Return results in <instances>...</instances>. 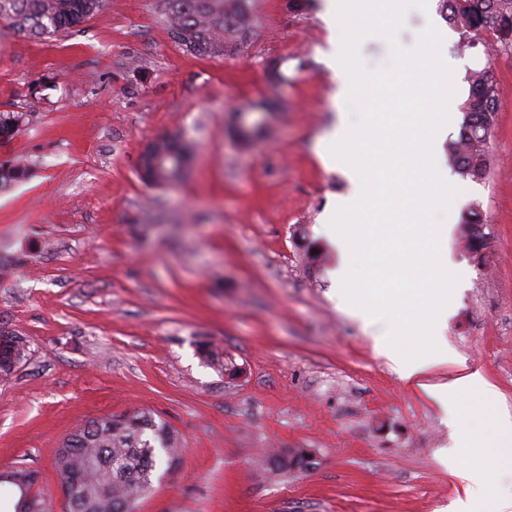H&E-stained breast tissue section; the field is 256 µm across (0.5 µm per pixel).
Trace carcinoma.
<instances>
[{
    "mask_svg": "<svg viewBox=\"0 0 512 512\" xmlns=\"http://www.w3.org/2000/svg\"><path fill=\"white\" fill-rule=\"evenodd\" d=\"M441 13L459 32L457 50L479 46L484 51L512 52V0H440ZM106 0H0V23L38 37L55 36L81 26ZM163 22L174 41L202 56H222L239 50L251 39L253 26L246 0H160ZM469 94L461 104L462 133L448 147V161L464 179L479 181L488 172L489 141L497 112V84L492 69L467 74ZM27 119L26 114L0 111V141H9ZM152 151L162 156L156 164L141 159V178L149 185L173 186L185 177L194 155L193 147L171 136L154 139ZM24 174L18 163H0V189ZM460 228L471 231V258L482 249L486 233L479 206L470 208ZM208 362L224 368L235 379L242 368L235 360L209 347L201 349ZM182 448L178 432L151 411L111 414L78 425L56 449L57 468L78 474L91 487L88 512H133L134 504L153 490L159 469L175 468ZM270 465L286 473L307 465L300 449L279 453ZM25 484L21 492L19 484ZM37 472L17 467L0 478L15 497L14 512H53L50 496L34 491Z\"/></svg>",
    "mask_w": 512,
    "mask_h": 512,
    "instance_id": "carcinoma-1",
    "label": "carcinoma"
}]
</instances>
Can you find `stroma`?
<instances>
[{
	"label": "stroma",
	"instance_id": "1",
	"mask_svg": "<svg viewBox=\"0 0 512 512\" xmlns=\"http://www.w3.org/2000/svg\"><path fill=\"white\" fill-rule=\"evenodd\" d=\"M247 48L221 57L176 44L157 0H110L80 31L36 38L0 27V110L28 120L0 162V331L26 358L0 377V470L26 466L59 495L55 450L78 423L152 411L183 453L136 512H449L461 491L441 459L450 429L431 385L477 372L512 415V56L456 49L458 100L491 67L498 108L480 205L483 265L464 270L444 338L456 360L404 383L351 318L319 236L348 183L319 158L335 120L324 0H250ZM276 94L268 134L242 146L236 111ZM177 136L194 160L176 186L142 181L146 144ZM232 356V379L200 344ZM303 448L278 476L267 449Z\"/></svg>",
	"mask_w": 512,
	"mask_h": 512
}]
</instances>
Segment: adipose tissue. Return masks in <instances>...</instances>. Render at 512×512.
I'll return each instance as SVG.
<instances>
[{
  "mask_svg": "<svg viewBox=\"0 0 512 512\" xmlns=\"http://www.w3.org/2000/svg\"><path fill=\"white\" fill-rule=\"evenodd\" d=\"M471 393L479 394L487 404L496 398L494 389L476 372L438 384L433 391L454 429L448 466L460 480L463 495L454 502L453 512H471L474 499L486 490L491 470L512 469V417L465 412L461 399Z\"/></svg>",
  "mask_w": 512,
  "mask_h": 512,
  "instance_id": "adipose-tissue-1",
  "label": "adipose tissue"
}]
</instances>
